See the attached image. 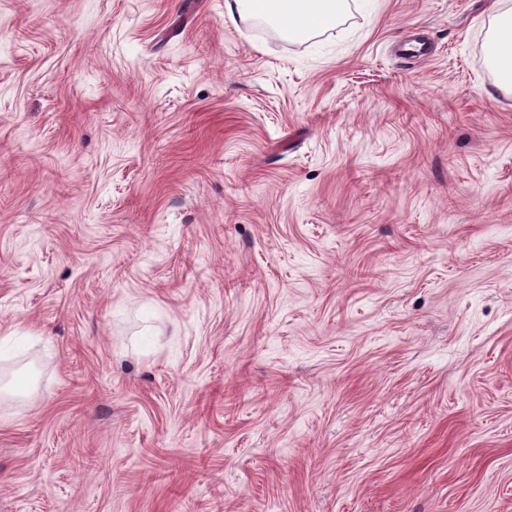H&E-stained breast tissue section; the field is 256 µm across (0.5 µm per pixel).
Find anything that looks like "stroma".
Returning <instances> with one entry per match:
<instances>
[{
    "instance_id": "35a3bbf8",
    "label": "stroma",
    "mask_w": 512,
    "mask_h": 512,
    "mask_svg": "<svg viewBox=\"0 0 512 512\" xmlns=\"http://www.w3.org/2000/svg\"><path fill=\"white\" fill-rule=\"evenodd\" d=\"M490 0H0V512H512ZM227 2L228 16L261 20L288 39L311 37L338 23L346 0H234ZM235 9V11H234Z\"/></svg>"
}]
</instances>
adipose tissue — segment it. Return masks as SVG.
<instances>
[{
	"mask_svg": "<svg viewBox=\"0 0 512 512\" xmlns=\"http://www.w3.org/2000/svg\"><path fill=\"white\" fill-rule=\"evenodd\" d=\"M238 17L263 21L291 39H300L333 28L347 7V0H233ZM490 61L503 85L512 87V13L497 16L491 40Z\"/></svg>",
	"mask_w": 512,
	"mask_h": 512,
	"instance_id": "1",
	"label": "adipose tissue"
}]
</instances>
